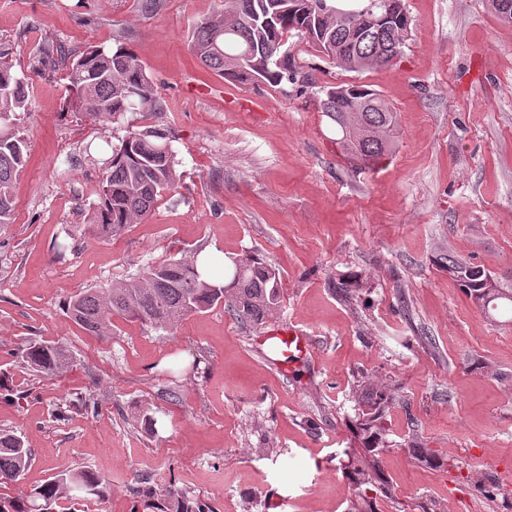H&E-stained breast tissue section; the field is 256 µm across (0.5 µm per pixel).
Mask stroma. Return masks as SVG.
<instances>
[{"label":"stroma","instance_id":"stroma-1","mask_svg":"<svg viewBox=\"0 0 512 512\" xmlns=\"http://www.w3.org/2000/svg\"><path fill=\"white\" fill-rule=\"evenodd\" d=\"M410 32L394 65L358 72L292 34L289 54L316 87L362 83L396 112L395 149L355 169L335 144L314 89L242 84L204 69L188 36L220 0H0V55L25 72L28 165L15 219L0 224V429L35 460L0 495L22 496L56 468L105 475L107 495L85 512H131L168 482L215 512H346L338 465L360 444L349 427L366 384L391 388L377 512H512V319L486 314L441 271L448 252L512 288V24L488 0H405ZM58 43L77 54L125 48L151 75L163 110L116 121L74 114L64 67L30 62ZM170 131L179 186L140 224L95 235L104 158L128 130ZM214 250L252 253L280 274L281 303L263 327L224 306L174 333L120 317L92 336L68 318L87 288L148 263ZM352 281L351 294L338 283ZM293 324L313 351L275 365L269 330ZM62 343L63 374L21 366L30 340ZM97 397L98 410L77 406ZM162 420L157 436L139 405ZM68 410L56 422L57 407ZM418 440L440 460L408 453Z\"/></svg>","mask_w":512,"mask_h":512}]
</instances>
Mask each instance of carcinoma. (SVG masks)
<instances>
[{"label":"carcinoma","mask_w":512,"mask_h":512,"mask_svg":"<svg viewBox=\"0 0 512 512\" xmlns=\"http://www.w3.org/2000/svg\"><path fill=\"white\" fill-rule=\"evenodd\" d=\"M381 11L391 15L379 29L365 21L354 34L336 24L323 5L334 0H224V12L196 23L191 32V53L208 69L237 82L263 81L277 86L284 82L305 90L312 85L286 51L283 38L295 31L329 58L340 52L345 60L361 58L356 68L383 67L390 60L376 55L379 46L403 47L411 24L403 0H379ZM65 65L69 86L77 94L79 112L110 121L126 112L163 111L145 68L131 53L94 49L71 59L61 48L49 45L32 59L37 74L48 65ZM25 82L0 61V224L13 220L14 182L25 167L28 145L22 129L26 112ZM320 112L336 129V146L343 157L368 168L394 149L392 131L395 113L382 96L364 85L331 87L319 100ZM177 186L175 155L164 130L148 127L129 130L120 146L105 162L101 202L90 217L101 237L120 234L130 224L143 222L164 194ZM224 274L206 280L197 264L171 257L146 268L139 276L115 281L106 288H90L74 296L67 305L70 319L92 336H107L112 317L140 320L156 329L174 332L193 313L223 304L245 323L261 325L280 303V277L272 266L249 254ZM437 266L448 272L461 291L486 309L512 304V289L498 284L487 291L478 286V265L440 254ZM22 362L46 376L71 364L68 351L55 343L32 340ZM391 390L365 386L363 409L356 419V433L365 455L347 457L340 469L356 487L368 483L365 476L377 471L380 452L388 447L381 419L392 405ZM33 455L22 438L0 431V484L18 480L32 465ZM108 479L92 470L65 468L24 498H0V512H56L63 501L79 502L104 496ZM149 500L132 512H213L198 497L170 484L160 493L146 491Z\"/></svg>","instance_id":"cac0c4a2"}]
</instances>
